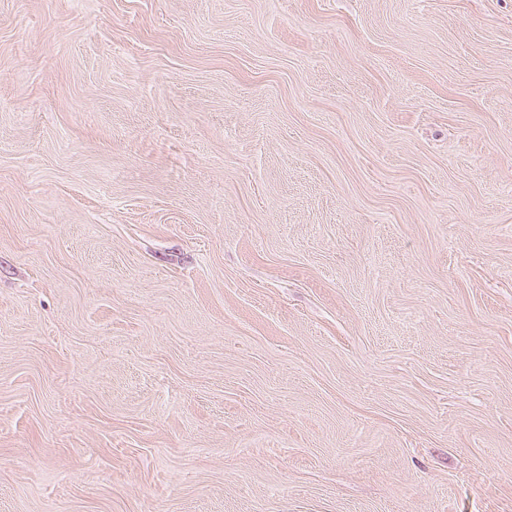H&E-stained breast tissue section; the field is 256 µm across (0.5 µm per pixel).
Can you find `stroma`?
I'll list each match as a JSON object with an SVG mask.
<instances>
[{
  "label": "stroma",
  "instance_id": "1",
  "mask_svg": "<svg viewBox=\"0 0 512 512\" xmlns=\"http://www.w3.org/2000/svg\"><path fill=\"white\" fill-rule=\"evenodd\" d=\"M0 512H512V0H0Z\"/></svg>",
  "mask_w": 512,
  "mask_h": 512
}]
</instances>
